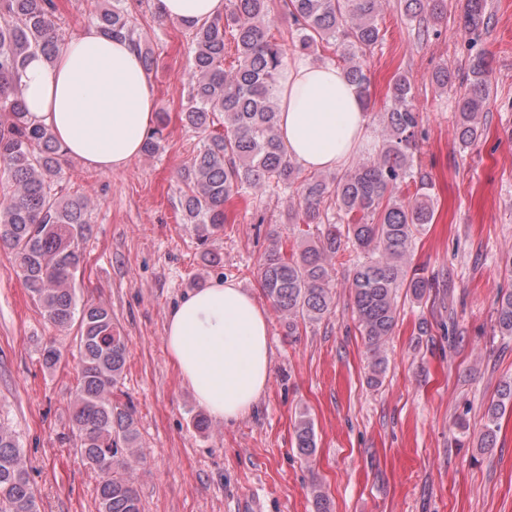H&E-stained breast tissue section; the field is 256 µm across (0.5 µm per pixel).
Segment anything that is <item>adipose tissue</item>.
<instances>
[{
  "label": "adipose tissue",
  "mask_w": 512,
  "mask_h": 512,
  "mask_svg": "<svg viewBox=\"0 0 512 512\" xmlns=\"http://www.w3.org/2000/svg\"><path fill=\"white\" fill-rule=\"evenodd\" d=\"M155 3L161 15L185 26L221 16L225 6V0ZM20 82L29 119L90 170L124 169L156 121L154 89L135 45L94 27L72 38L54 60L29 56ZM275 97L280 139L305 170L334 169L362 147L368 115L336 65L289 58ZM165 345L196 402L218 421L247 416L269 384L267 310L235 281L185 295L168 316Z\"/></svg>",
  "instance_id": "adipose-tissue-1"
}]
</instances>
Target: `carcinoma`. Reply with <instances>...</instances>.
Wrapping results in <instances>:
<instances>
[{
    "label": "carcinoma",
    "mask_w": 512,
    "mask_h": 512,
    "mask_svg": "<svg viewBox=\"0 0 512 512\" xmlns=\"http://www.w3.org/2000/svg\"><path fill=\"white\" fill-rule=\"evenodd\" d=\"M446 0H396L411 20L438 22ZM383 0H279L290 25L294 50L315 57L320 47H336V64L357 86L371 109L370 78L365 57L382 41L377 18ZM487 0H465L464 30L476 33L484 24ZM273 0H227L224 16L190 26L192 58L186 104L178 119L201 136V145L178 172L180 206L186 224L195 225L201 244L224 230L234 200L288 193L290 224H321L336 210L342 227L327 224L301 251H287L271 238L258 275L260 288L286 319L288 335L302 325L320 322L334 307L332 259L346 244L363 254L349 288L354 312L370 347V382L379 383L386 369L382 347L397 322V297L406 289L421 299L428 279L408 271L412 243L435 221L434 184L415 164L422 116L414 104L410 78L398 74L388 86L389 104L378 113L384 128L375 156L361 158L342 173L306 174L290 160L278 135V107L273 94L285 66L282 45L272 27ZM56 0H0V243L14 254L25 288L47 320L60 328L78 322L77 385L71 422L80 439L82 459L99 473L98 512H141L132 477L118 465L142 457L133 409L114 397L127 360L124 337L102 304H78L77 274L82 268L80 242L89 224L83 195L59 185L65 157L49 130L27 116L19 81L27 57L39 52L53 60L63 46ZM95 25L113 37L135 43L145 72L153 57L125 0H111L95 16ZM232 37L236 64L224 68L226 40ZM468 89L458 100L456 136L468 148L483 136L492 67L481 52L470 54ZM224 132L212 133L217 116ZM170 122L157 112L142 153L157 154ZM498 333L512 338V291L496 308ZM512 408V381L499 386L498 399L487 407L483 448L496 441L498 419ZM296 447L313 455L314 426L306 416L296 425ZM0 512H39L26 459L14 434L0 426Z\"/></svg>",
    "instance_id": "1"
}]
</instances>
